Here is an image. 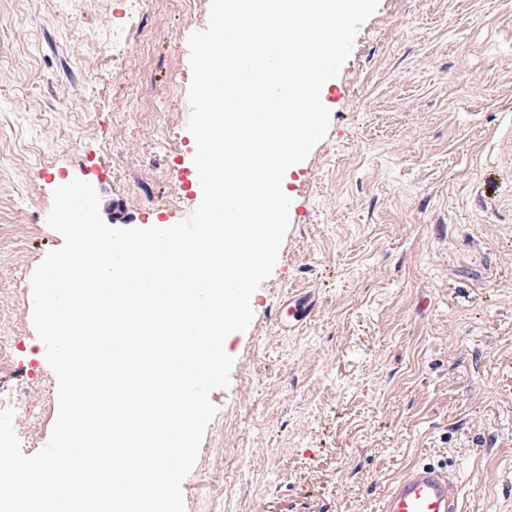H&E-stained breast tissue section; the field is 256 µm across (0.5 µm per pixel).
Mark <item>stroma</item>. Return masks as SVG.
<instances>
[{
	"label": "stroma",
	"mask_w": 512,
	"mask_h": 512,
	"mask_svg": "<svg viewBox=\"0 0 512 512\" xmlns=\"http://www.w3.org/2000/svg\"><path fill=\"white\" fill-rule=\"evenodd\" d=\"M211 0H0V384L44 448L57 377L31 276L63 239L59 184L103 221L188 219L189 37ZM114 24H106V15ZM291 171L290 226L182 484L185 512H378L411 465L447 464L465 512H512V0H378ZM87 111H77L81 102ZM315 311L277 328L292 293Z\"/></svg>",
	"instance_id": "stroma-1"
}]
</instances>
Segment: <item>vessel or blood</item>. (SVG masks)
I'll return each mask as SVG.
<instances>
[{
	"label": "vessel or blood",
	"instance_id": "b4317fda",
	"mask_svg": "<svg viewBox=\"0 0 512 512\" xmlns=\"http://www.w3.org/2000/svg\"><path fill=\"white\" fill-rule=\"evenodd\" d=\"M381 512H463L457 479L448 467L415 464L389 484Z\"/></svg>",
	"mask_w": 512,
	"mask_h": 512
}]
</instances>
